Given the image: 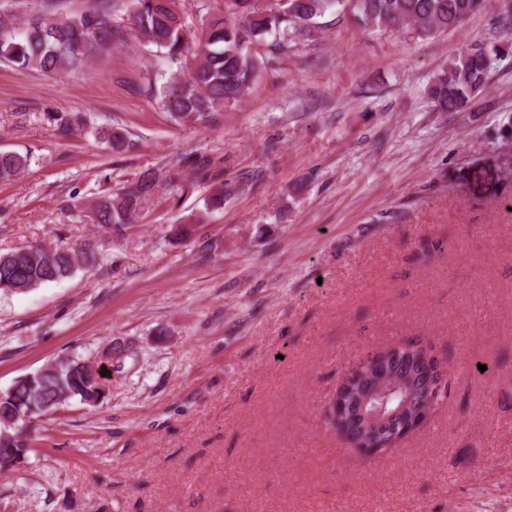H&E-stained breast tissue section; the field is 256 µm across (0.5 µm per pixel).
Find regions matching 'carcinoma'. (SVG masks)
Segmentation results:
<instances>
[{
    "instance_id": "1",
    "label": "carcinoma",
    "mask_w": 512,
    "mask_h": 512,
    "mask_svg": "<svg viewBox=\"0 0 512 512\" xmlns=\"http://www.w3.org/2000/svg\"><path fill=\"white\" fill-rule=\"evenodd\" d=\"M350 2L355 21L374 27L410 25L421 39L459 26L482 6L483 0H287L267 12L257 0H233L231 18L207 15L197 30L181 20L182 3L188 0H99L98 8L84 12H61L59 0H49L51 11L27 13L18 18L13 9L0 10V64L34 70L45 75H63L82 68L112 46L135 36L156 47L169 66H181L186 49L193 48L195 65L187 77L175 79L159 90L165 111L176 119L207 124L216 120L224 104L244 98L264 66L254 45L272 37L270 46L282 55L295 42L308 39L315 20ZM505 59L496 46L472 44L451 65L442 69L429 88L436 112H468L485 91L490 72ZM61 133L86 126L75 113L48 115ZM114 152L133 143L122 127L96 129ZM31 157L16 152L0 153V181H8L29 167ZM194 173L205 177L214 168L206 154L186 160ZM170 178L164 168L146 169L117 188H106L87 209L91 223L109 232L121 233L144 205ZM238 190L222 183L207 208L219 209L224 198ZM94 258V246L85 243L61 251L31 245L0 254V291L22 293L71 277L79 265ZM93 366L66 357L37 374L17 380L0 396V448L28 451L24 431L15 430L16 414L34 416L49 412L77 398L86 404L102 396L93 388ZM438 375L429 368L421 341L410 339L398 350L375 351L367 362L345 376L336 403V426L359 444L386 446L395 433L410 431L422 421L421 403L427 381Z\"/></svg>"
}]
</instances>
